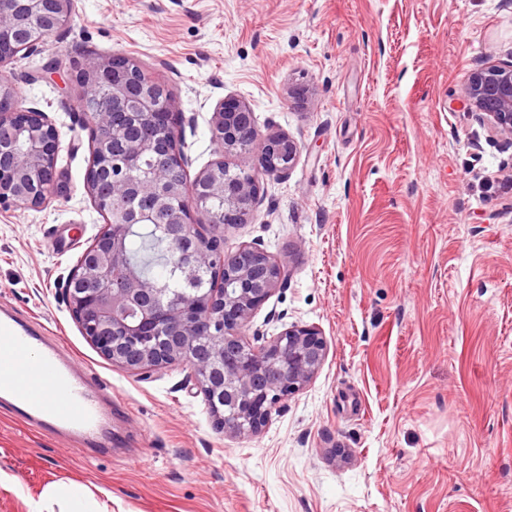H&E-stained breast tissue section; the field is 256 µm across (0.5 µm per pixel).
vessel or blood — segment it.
<instances>
[{
    "label": "vessel or blood",
    "mask_w": 512,
    "mask_h": 512,
    "mask_svg": "<svg viewBox=\"0 0 512 512\" xmlns=\"http://www.w3.org/2000/svg\"><path fill=\"white\" fill-rule=\"evenodd\" d=\"M111 401V388L94 373L78 371L56 340L13 317H0V406L15 419L90 443L103 428V407Z\"/></svg>",
    "instance_id": "vessel-or-blood-1"
}]
</instances>
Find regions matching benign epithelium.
<instances>
[{"label":"benign epithelium","mask_w":512,"mask_h":512,"mask_svg":"<svg viewBox=\"0 0 512 512\" xmlns=\"http://www.w3.org/2000/svg\"><path fill=\"white\" fill-rule=\"evenodd\" d=\"M74 2L0 0V72L64 28ZM32 17L42 27L23 39L19 33ZM139 71L135 59L110 55L89 57L78 72L80 88L104 87L109 95L108 103L84 110L91 129L86 185L107 224L70 271L66 302L82 334L112 365L141 374L184 365L217 426L252 435L279 402L314 378L327 343L317 328L295 324L257 349L245 345L240 330L286 272L260 248L226 252L224 231L247 222L260 177L288 172L300 146L284 133H260L248 104L222 101L214 112L213 140L226 153L254 155L255 163L232 176L219 160L189 184L171 93L159 81L136 78ZM462 96L470 110L486 117L493 134L512 140V62L472 71ZM18 99L13 84L1 79L0 206L36 209L62 192L59 133L45 113L21 108ZM19 139L25 147L17 146ZM143 156L152 164L140 173ZM132 196L148 209L104 208L107 197ZM216 199L224 203L221 214L211 208ZM147 220L163 225L183 280L191 284L209 268L211 288L171 297L161 283L123 272L129 225Z\"/></svg>","instance_id":"benign-epithelium-1"}]
</instances>
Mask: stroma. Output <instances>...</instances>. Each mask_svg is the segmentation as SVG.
I'll return each mask as SVG.
<instances>
[{"mask_svg": "<svg viewBox=\"0 0 512 512\" xmlns=\"http://www.w3.org/2000/svg\"><path fill=\"white\" fill-rule=\"evenodd\" d=\"M114 54L171 90L188 179L253 164L211 138L228 98L301 146L224 234L287 266L244 343L292 324L327 343L256 434L217 427L185 367L112 366L65 301L105 222L75 65ZM510 59L512 0H76L8 67L59 131L66 191L0 209V308L110 382L123 441L81 456L0 407V470L23 489L0 488V512L60 482L110 491L112 512H512V141L461 102L472 70Z\"/></svg>", "mask_w": 512, "mask_h": 512, "instance_id": "obj_1", "label": "stroma"}]
</instances>
